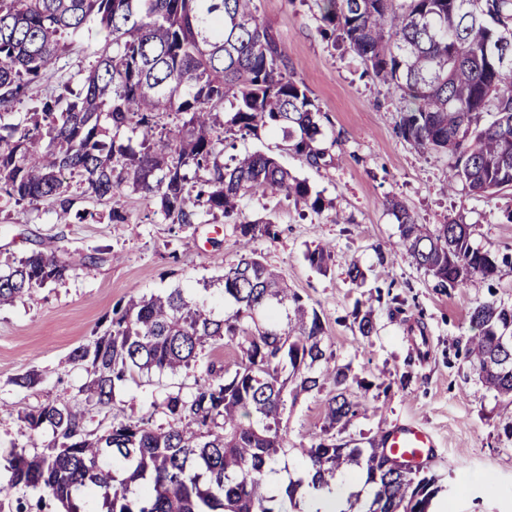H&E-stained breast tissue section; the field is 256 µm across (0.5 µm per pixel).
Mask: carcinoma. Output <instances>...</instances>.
I'll return each instance as SVG.
<instances>
[{"label":"carcinoma","instance_id":"obj_1","mask_svg":"<svg viewBox=\"0 0 512 512\" xmlns=\"http://www.w3.org/2000/svg\"><path fill=\"white\" fill-rule=\"evenodd\" d=\"M321 21L405 100L399 131L416 146L449 158L448 188L473 194L512 188V0H318ZM94 21L105 45L70 87L28 109L33 128L10 122L33 84L55 78L65 36ZM229 101L222 122L217 108ZM175 115L180 124L160 125ZM260 126L311 167L330 166L320 110L288 73L278 37L259 19L255 0H0V199L16 206L48 200L68 219L82 190L112 201L126 188L152 198L171 224H197L201 213L239 215L245 196L281 195L321 212L324 199L268 154H232L227 137ZM128 128L137 146L124 143ZM401 246L439 283L477 288L499 260L472 246L461 219L432 228L389 202ZM239 261L224 270V299L213 309L174 288L112 308L104 332L71 352L85 365L80 395L21 415L32 431L52 430L48 454L14 451L11 485L49 492L65 512H288L301 487H328L341 470L365 464L373 497L364 512H430L440 490L426 466L400 462L383 446L350 448L336 427L355 417L348 368L336 365L316 308L302 302L278 271L249 250L273 239L276 224L238 225ZM327 272L324 247L307 254ZM94 263L78 254L59 260L42 251L0 271V306L31 299L49 283ZM362 337L375 331L372 310L355 308ZM467 346L473 371L512 398V307L478 304ZM234 344L230 369L207 363L185 394H170L153 414L112 423L103 435L84 430L86 403L108 404L116 389L143 376L199 364L206 347ZM331 386L321 434L288 448L282 413L303 393ZM304 477L272 491L268 478L289 451Z\"/></svg>","mask_w":512,"mask_h":512}]
</instances>
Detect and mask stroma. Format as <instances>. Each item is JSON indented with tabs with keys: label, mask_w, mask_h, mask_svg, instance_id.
Here are the masks:
<instances>
[{
	"label": "stroma",
	"mask_w": 512,
	"mask_h": 512,
	"mask_svg": "<svg viewBox=\"0 0 512 512\" xmlns=\"http://www.w3.org/2000/svg\"><path fill=\"white\" fill-rule=\"evenodd\" d=\"M263 25L279 38L288 71L302 81L318 107L335 165L309 166L285 149L271 127L234 136L238 150L275 155L313 191L321 213L284 197H247L243 217H272L276 239L260 238L252 249L282 273L288 285L318 311L336 364L350 369V392L363 408L342 430L360 443L395 423L414 421L432 431L436 446L428 465L441 487L436 500L449 512H512V400L495 396L465 357L470 313L483 301L512 306V266L500 267L491 288L441 286L399 247V229L389 199L400 200L420 224L463 217L473 246L512 255V190L475 195L448 187V157L423 151L399 133L398 94L374 81L365 64L342 43L324 38L316 0H258ZM96 32L68 37L59 80L31 86L40 98L59 91L93 61ZM129 221L109 219L110 203L80 195L76 206L94 219L61 223L53 204L20 208L0 202V266L37 250L65 260L79 252L96 264L41 288L34 300L0 307V456L29 450L30 432L19 411L35 410L76 394L86 381L71 351L104 328L113 306L132 297L171 288L223 313L224 270L241 256L233 220L205 215L185 227L154 215L149 199L125 192L118 199ZM329 244L327 272L311 267L308 249ZM366 278L353 282L350 261ZM373 310L376 331L358 334L354 306ZM39 379L28 388L12 380L27 370ZM194 369L151 376L119 390L111 405H88L84 426L103 434L112 422L152 413L166 395L187 391ZM324 394L301 395L282 419L289 446L308 441L323 425Z\"/></svg>",
	"instance_id": "1"
}]
</instances>
